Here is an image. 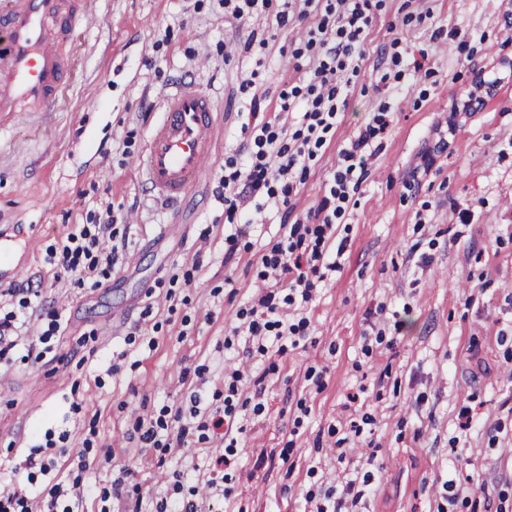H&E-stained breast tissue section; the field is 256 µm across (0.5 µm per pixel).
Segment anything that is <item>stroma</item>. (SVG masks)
I'll return each instance as SVG.
<instances>
[{"label":"stroma","mask_w":512,"mask_h":512,"mask_svg":"<svg viewBox=\"0 0 512 512\" xmlns=\"http://www.w3.org/2000/svg\"><path fill=\"white\" fill-rule=\"evenodd\" d=\"M88 8L97 22L77 33L60 110L0 128V251L27 270L15 287L40 286L29 336L45 311L62 315L40 360L23 344L0 360V480L42 493L46 477L14 467L51 442L63 475L88 453L84 512H155L177 482L199 487L202 512H314L328 486L350 480L361 497L341 512H512V43L500 34L512 0H372L335 132L289 210L255 213L232 253L216 188L243 141L251 95L239 85L255 76L272 109L284 85L304 84L314 57L294 51L305 23L280 26L271 12L239 22L222 0ZM185 76L218 105V153L172 230L131 161ZM478 77L492 94L453 116ZM381 111L389 125L337 226L345 248L289 309L307 332L260 354L238 317L262 290L260 259L328 192L341 149ZM427 153L434 162L418 171ZM107 207L124 244L111 274L82 286L57 276L48 247ZM241 360L255 370L239 387L250 405L233 423L225 499L204 487L224 438L199 440L197 427L223 407L224 368ZM160 416L168 434L187 428L182 450L142 441L137 420ZM125 469L133 479L114 487Z\"/></svg>","instance_id":"1"}]
</instances>
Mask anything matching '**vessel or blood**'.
I'll return each mask as SVG.
<instances>
[{"label": "vessel or blood", "mask_w": 512, "mask_h": 512, "mask_svg": "<svg viewBox=\"0 0 512 512\" xmlns=\"http://www.w3.org/2000/svg\"><path fill=\"white\" fill-rule=\"evenodd\" d=\"M88 0H6L0 7V128L21 112L56 111L74 62L65 45L92 19ZM136 170L169 208H180L214 158L216 104L184 80L161 102Z\"/></svg>", "instance_id": "1"}]
</instances>
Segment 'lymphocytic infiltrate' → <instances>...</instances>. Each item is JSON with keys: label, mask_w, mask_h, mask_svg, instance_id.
<instances>
[{"label": "lymphocytic infiltrate", "mask_w": 512, "mask_h": 512, "mask_svg": "<svg viewBox=\"0 0 512 512\" xmlns=\"http://www.w3.org/2000/svg\"><path fill=\"white\" fill-rule=\"evenodd\" d=\"M372 22L369 0H328L325 13L307 33L305 51L317 54L305 85L282 89L273 116H266L260 97L250 99L241 131L246 136L244 156L229 157L218 194L224 201L227 221H234L240 189L255 198L289 205L304 174L317 159L329 134L335 130L346 104L345 91L362 69L363 36ZM300 112L297 129H289V113ZM388 126L384 115L374 117L340 152L342 164L316 207L291 224L287 234L261 257V280L287 283L289 293L261 295L248 311L247 333L258 342L260 353L271 343L287 345L303 335L306 320L290 321L284 309L295 301H309L321 281L319 263L357 190L363 158L371 140ZM111 209H104L95 224L72 225L65 239L50 246L47 261L58 275L76 282L105 275L117 259ZM79 484L55 483L47 494L35 496L22 484L0 489V512H82Z\"/></svg>", "instance_id": "f902f5d3"}]
</instances>
